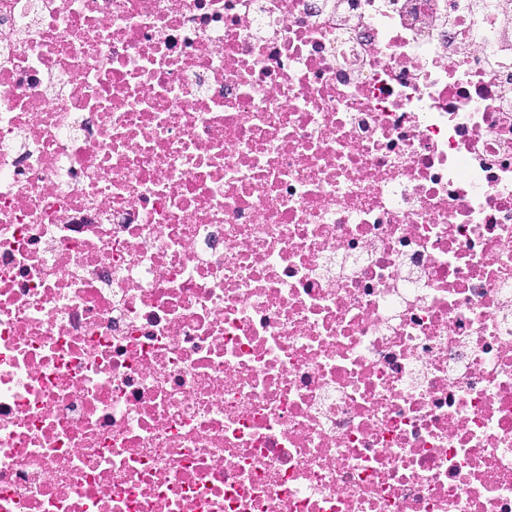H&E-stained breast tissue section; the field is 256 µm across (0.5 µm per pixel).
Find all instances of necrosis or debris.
<instances>
[{
  "label": "necrosis or debris",
  "mask_w": 512,
  "mask_h": 512,
  "mask_svg": "<svg viewBox=\"0 0 512 512\" xmlns=\"http://www.w3.org/2000/svg\"><path fill=\"white\" fill-rule=\"evenodd\" d=\"M0 512H512V0H0Z\"/></svg>",
  "instance_id": "necrosis-or-debris-1"
}]
</instances>
